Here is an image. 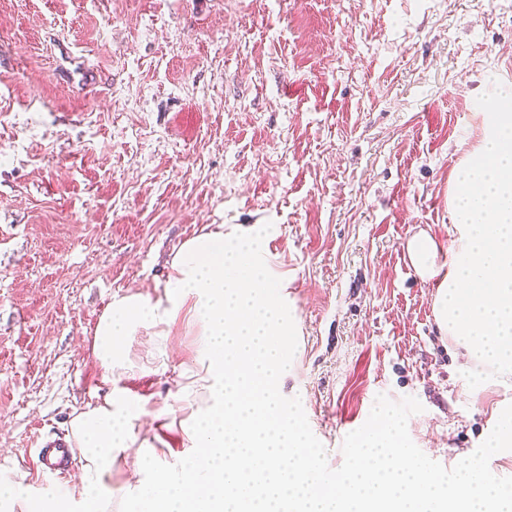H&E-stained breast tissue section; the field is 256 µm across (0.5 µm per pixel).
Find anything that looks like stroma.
I'll return each instance as SVG.
<instances>
[{"label": "stroma", "instance_id": "stroma-1", "mask_svg": "<svg viewBox=\"0 0 512 512\" xmlns=\"http://www.w3.org/2000/svg\"><path fill=\"white\" fill-rule=\"evenodd\" d=\"M512 92V0H0V469L56 492L36 450L106 386L111 299L159 298L188 239L263 224L296 319L279 393L326 471L384 409L409 456L453 479L512 379L472 393L439 336L418 231L452 238L455 170ZM131 339L121 377L155 447L193 366Z\"/></svg>", "mask_w": 512, "mask_h": 512}]
</instances>
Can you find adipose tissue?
Segmentation results:
<instances>
[{"mask_svg":"<svg viewBox=\"0 0 512 512\" xmlns=\"http://www.w3.org/2000/svg\"><path fill=\"white\" fill-rule=\"evenodd\" d=\"M454 238L448 258L420 233L407 244L423 278L436 284L437 327L463 349L472 392L512 376V110L485 115V135L461 164L449 199ZM260 225L216 227L187 240L170 264L162 297L111 302L95 328L93 353L112 389L69 422L78 457L75 485L38 501L21 483H0V503L27 512H512V487L463 458L454 481L425 477L407 457L392 418L352 448L336 485L319 482L320 460L299 416L280 399L282 345L293 323L271 289L288 285L261 240ZM193 312L201 342L180 401L192 402L186 444L173 460L142 439L138 405L115 389L130 365L138 328L167 340L182 311ZM133 457L135 487L115 495L112 468Z\"/></svg>","mask_w":512,"mask_h":512,"instance_id":"obj_1","label":"adipose tissue"}]
</instances>
